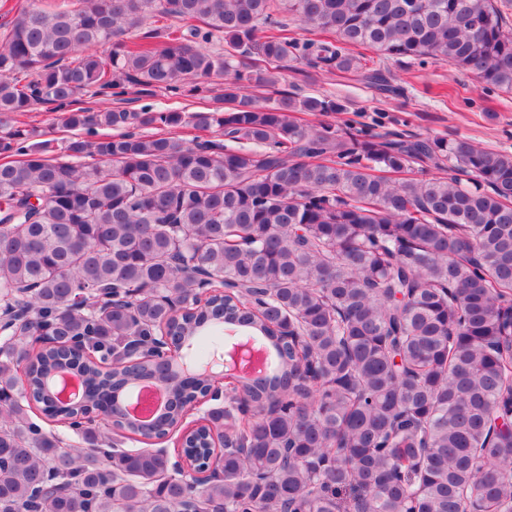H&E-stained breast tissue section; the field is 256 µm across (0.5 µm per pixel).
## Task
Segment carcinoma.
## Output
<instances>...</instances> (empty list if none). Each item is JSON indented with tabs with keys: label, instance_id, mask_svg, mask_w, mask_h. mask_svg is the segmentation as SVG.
<instances>
[{
	"label": "carcinoma",
	"instance_id": "cac0c4a2",
	"mask_svg": "<svg viewBox=\"0 0 512 512\" xmlns=\"http://www.w3.org/2000/svg\"><path fill=\"white\" fill-rule=\"evenodd\" d=\"M512 0H32L0 33V512H512V153L299 113L346 111L277 89L296 62L399 93L383 62L471 72L512 93ZM308 38L288 36L283 15ZM174 19L180 26L160 27ZM141 30L139 41L126 33ZM165 31L169 44L153 39ZM227 49L210 53L204 45ZM108 47L102 53L98 47ZM224 107L74 108L130 88ZM47 105L54 145L14 115ZM217 129L224 142L176 130ZM428 168L450 176L419 179ZM220 474L167 450L85 448L45 430L38 393L70 369L89 401L144 383L185 429L178 362L221 327ZM53 337L57 350L31 341ZM276 368L236 366L239 347ZM248 410H243V406ZM122 437L159 430L120 416Z\"/></svg>",
	"mask_w": 512,
	"mask_h": 512
}]
</instances>
